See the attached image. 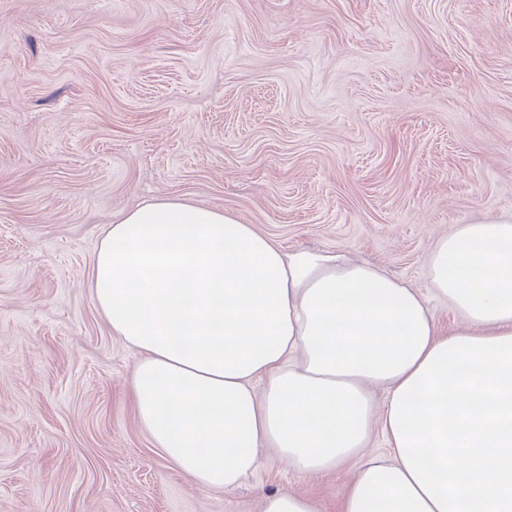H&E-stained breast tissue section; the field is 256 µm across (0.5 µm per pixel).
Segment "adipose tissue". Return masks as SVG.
<instances>
[{"label":"adipose tissue","instance_id":"ef3b65f1","mask_svg":"<svg viewBox=\"0 0 512 512\" xmlns=\"http://www.w3.org/2000/svg\"><path fill=\"white\" fill-rule=\"evenodd\" d=\"M427 278L177 197L123 212L89 276L138 353L139 423L197 484L235 488L270 448L302 475L357 461L340 512H512V220L441 237ZM430 293L465 329L441 331ZM377 429L386 452L363 456Z\"/></svg>","mask_w":512,"mask_h":512}]
</instances>
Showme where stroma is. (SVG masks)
Instances as JSON below:
<instances>
[{"label": "stroma", "instance_id": "obj_1", "mask_svg": "<svg viewBox=\"0 0 512 512\" xmlns=\"http://www.w3.org/2000/svg\"><path fill=\"white\" fill-rule=\"evenodd\" d=\"M165 197L427 288L512 218V0H0V512H337L354 465L216 490L139 425L89 263ZM261 512H315L306 496L289 490L263 494Z\"/></svg>", "mask_w": 512, "mask_h": 512}]
</instances>
